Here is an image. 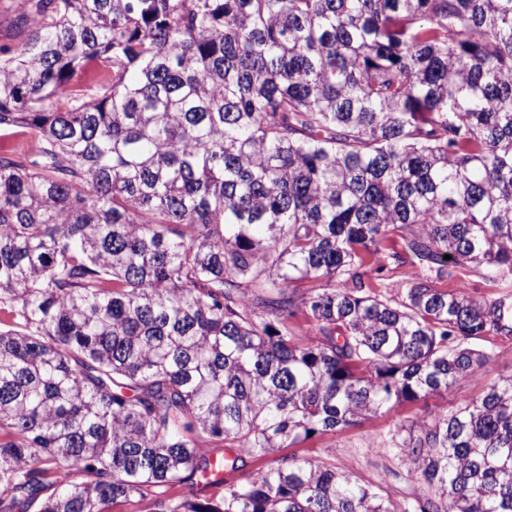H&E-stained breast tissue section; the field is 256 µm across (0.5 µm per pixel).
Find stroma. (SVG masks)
Instances as JSON below:
<instances>
[{
    "mask_svg": "<svg viewBox=\"0 0 512 512\" xmlns=\"http://www.w3.org/2000/svg\"><path fill=\"white\" fill-rule=\"evenodd\" d=\"M442 287L486 304L503 306L506 313L503 326L471 342L472 347L489 354L486 372L458 379L448 393L407 402L357 426L325 432L294 447L279 449V456L291 455L335 466L360 482L381 488L396 501L419 493V482L408 475L407 465L390 442L391 432L411 424L426 412L443 411L451 404L479 399L488 384L512 375V288L484 278L482 270L471 265L461 268L457 278L443 282Z\"/></svg>",
    "mask_w": 512,
    "mask_h": 512,
    "instance_id": "35a3bbf8",
    "label": "stroma"
}]
</instances>
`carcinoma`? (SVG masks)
<instances>
[{"label": "carcinoma", "mask_w": 512, "mask_h": 512, "mask_svg": "<svg viewBox=\"0 0 512 512\" xmlns=\"http://www.w3.org/2000/svg\"><path fill=\"white\" fill-rule=\"evenodd\" d=\"M18 23L0 512H512V376L397 428L410 501L304 459L247 470L489 365L465 342L504 310L438 283L512 285V0H23ZM403 253L419 274L373 292Z\"/></svg>", "instance_id": "cac0c4a2"}]
</instances>
